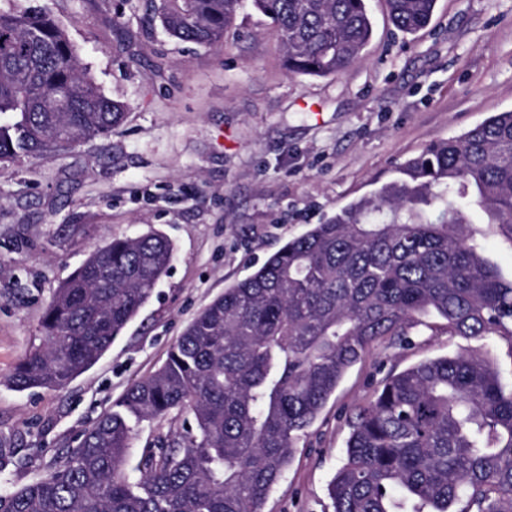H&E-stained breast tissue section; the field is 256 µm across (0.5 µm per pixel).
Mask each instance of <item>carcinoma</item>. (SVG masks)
Wrapping results in <instances>:
<instances>
[{
  "mask_svg": "<svg viewBox=\"0 0 512 512\" xmlns=\"http://www.w3.org/2000/svg\"><path fill=\"white\" fill-rule=\"evenodd\" d=\"M166 32L224 41L242 0H151ZM414 34L436 0H387ZM272 20L288 73L335 76L372 35L366 0H251ZM125 117L45 9L0 11V164L105 137ZM399 177L273 252L185 328L39 480L0 512H260L297 442L370 344L411 343L434 315L466 338L512 343V278L472 226L512 248V110L436 141ZM158 232L113 237L55 291L43 343L10 378L57 390L93 367L173 261ZM171 420L127 466L132 422ZM330 484L335 512H512V386L478 352L412 366L358 407Z\"/></svg>",
  "mask_w": 512,
  "mask_h": 512,
  "instance_id": "cac0c4a2",
  "label": "carcinoma"
}]
</instances>
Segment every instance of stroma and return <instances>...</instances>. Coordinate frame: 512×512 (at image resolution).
<instances>
[{
    "label": "stroma",
    "instance_id": "35a3bbf8",
    "mask_svg": "<svg viewBox=\"0 0 512 512\" xmlns=\"http://www.w3.org/2000/svg\"><path fill=\"white\" fill-rule=\"evenodd\" d=\"M30 6L50 11L126 118L108 136L0 167V493L46 474L204 307L289 239L432 142L512 110V0H436L414 34L393 26L386 0H367L372 38L330 77L289 75L274 27L249 7L204 47L168 36L149 0H0L2 11ZM151 229L174 261L101 360L58 391L10 388L55 289L109 237ZM414 341L369 347L261 512H334L327 487L349 421L388 373L470 348L512 383L505 341L439 320Z\"/></svg>",
    "mask_w": 512,
    "mask_h": 512
}]
</instances>
